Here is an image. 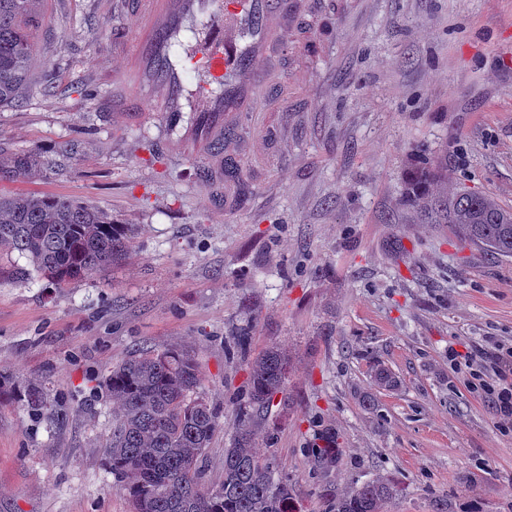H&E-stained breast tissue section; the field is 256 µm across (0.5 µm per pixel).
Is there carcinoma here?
<instances>
[{"label": "carcinoma", "mask_w": 512, "mask_h": 512, "mask_svg": "<svg viewBox=\"0 0 512 512\" xmlns=\"http://www.w3.org/2000/svg\"><path fill=\"white\" fill-rule=\"evenodd\" d=\"M44 0H0V106L14 103L36 66L34 37ZM74 155L65 144L50 155L0 151V182L43 172H62ZM402 205L427 224H449L460 240L512 257V210L493 198L448 185L442 163L420 160L404 182ZM132 249L124 224L106 211L56 196H0V254L17 252L57 288L122 262ZM288 353L269 348L249 361L244 402L230 447L224 449V480L201 490L205 454L221 426L220 410L198 395L194 355L184 348L137 349L113 365L104 379L112 400L109 463L132 512H295L288 478L275 476L274 461L255 446V419L284 392ZM24 397L36 412L45 393L31 382L0 384V404ZM326 446L307 449L319 467L336 461L334 435ZM397 493L379 477L333 499L328 512H381Z\"/></svg>", "instance_id": "1"}]
</instances>
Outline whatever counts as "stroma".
<instances>
[{
    "label": "stroma",
    "mask_w": 512,
    "mask_h": 512,
    "mask_svg": "<svg viewBox=\"0 0 512 512\" xmlns=\"http://www.w3.org/2000/svg\"><path fill=\"white\" fill-rule=\"evenodd\" d=\"M329 32L289 48L285 103L240 128L242 204L210 207L198 159L161 118L117 127L115 34L138 24L112 0H46L41 59L19 103L0 107V147L75 156L62 175L0 193L67 197L132 232L115 269L57 288L26 257L0 259V377L33 381L51 414L0 406V512H131L106 443L112 402L98 386L138 348H190L223 427L203 488L224 478L249 353L291 354L288 382L259 429L302 512L386 476L382 512H512V431L448 363L512 341V258L462 244L400 203L415 160L512 208V0H333ZM397 384H375L377 368ZM336 465L305 454L325 428Z\"/></svg>",
    "instance_id": "35a3bbf8"
}]
</instances>
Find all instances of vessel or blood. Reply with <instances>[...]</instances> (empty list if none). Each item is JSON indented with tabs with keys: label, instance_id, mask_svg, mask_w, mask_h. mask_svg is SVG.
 Wrapping results in <instances>:
<instances>
[{
	"label": "vessel or blood",
	"instance_id": "1",
	"mask_svg": "<svg viewBox=\"0 0 512 512\" xmlns=\"http://www.w3.org/2000/svg\"><path fill=\"white\" fill-rule=\"evenodd\" d=\"M326 0H120L139 17L130 41H115L112 112L121 125L162 113L183 141L203 148L212 175L235 133L262 108L275 62L307 42Z\"/></svg>",
	"mask_w": 512,
	"mask_h": 512
}]
</instances>
